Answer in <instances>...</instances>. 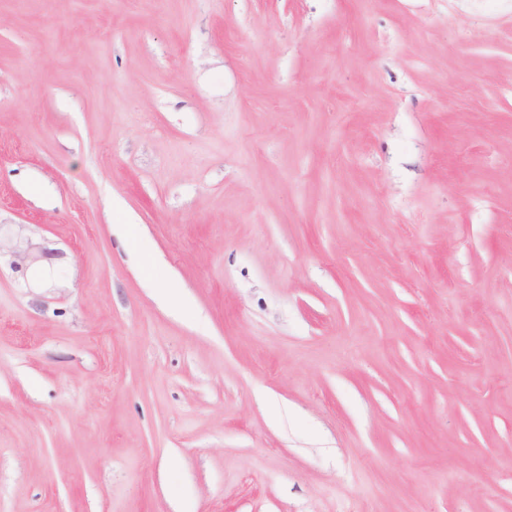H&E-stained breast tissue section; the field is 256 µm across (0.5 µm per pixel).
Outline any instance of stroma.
I'll list each match as a JSON object with an SVG mask.
<instances>
[{
    "instance_id": "obj_1",
    "label": "stroma",
    "mask_w": 512,
    "mask_h": 512,
    "mask_svg": "<svg viewBox=\"0 0 512 512\" xmlns=\"http://www.w3.org/2000/svg\"><path fill=\"white\" fill-rule=\"evenodd\" d=\"M0 512H512V0H0Z\"/></svg>"
}]
</instances>
